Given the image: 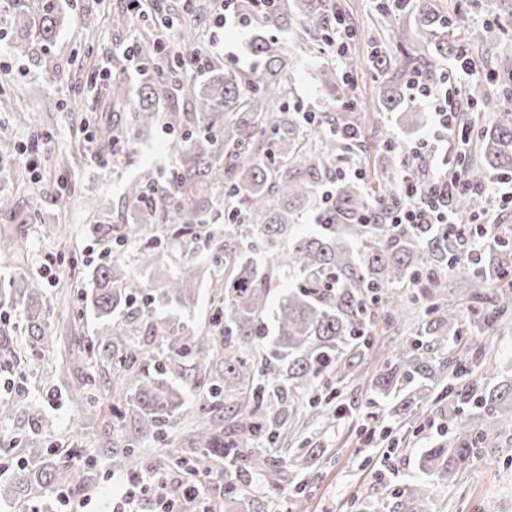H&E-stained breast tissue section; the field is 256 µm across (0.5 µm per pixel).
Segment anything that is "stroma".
<instances>
[{
	"label": "stroma",
	"instance_id": "1",
	"mask_svg": "<svg viewBox=\"0 0 512 512\" xmlns=\"http://www.w3.org/2000/svg\"><path fill=\"white\" fill-rule=\"evenodd\" d=\"M338 2L358 32V47L355 54L337 56L336 65L357 78L356 100L368 156H375L387 141L413 144L434 138L440 141V154H447L453 137L438 133L427 104H420L419 123L412 130L398 120L396 113L380 111L377 105L379 80L370 63L374 41L385 26L397 24L412 29V19L395 13L380 15L376 8L378 0ZM65 7V24L46 57V66L32 67L27 60L13 56L0 45V87L31 108L27 121L22 123L15 113L0 107V131L9 133L19 145L30 143L33 133L39 130L47 131L49 139L37 175L17 177L16 160L0 161V193L16 192L22 182L31 186L63 181L75 197L98 203L104 223H143L142 215L125 206L124 187L144 169L162 175L174 164L175 158L167 149L172 138L168 128L159 124L141 129L138 145L130 156L118 154L102 160L84 152L72 160L64 176L57 172L54 162L58 156L67 154L75 133L94 130L104 117L107 103L105 81L91 84L86 74H75L74 56H85L92 69L110 66L112 78L138 88L141 75L121 61L112 60L111 54L116 47L151 32L155 20L150 16H136L128 0H66ZM237 19V11L230 10L223 27H216L210 15L196 20L195 25L205 37H219L220 42L213 49L215 64L249 70L257 63L249 52L257 29L252 24L241 26ZM277 37L288 53L296 100L310 112L335 111V103L325 96L319 82L318 71L325 62L324 56L304 50L293 30L278 31ZM75 89L85 99L86 111H71L68 97ZM43 216V223L32 225L27 238L25 270L32 276L42 277L40 267L45 259L55 262L53 277L42 278L45 296L56 305L49 327L53 347L48 357L25 376L13 377L12 392L18 395L20 407L5 429L7 435L27 439L31 447L55 449L59 457L70 456L77 461L93 459L90 480L83 490L85 512H110L114 486L127 481L126 473L112 472L108 465L110 453L123 446L112 417V374L92 367L91 372L97 378L94 389L97 410L83 433L76 437L71 433L72 422L83 416L85 404L72 395L55 370L68 363L83 366L85 347L96 332L91 316L76 314L78 288L72 274L79 271L90 275L116 243L111 238L92 234L94 219L86 207L77 205L58 210L47 205ZM58 224L67 226L68 239L54 236L52 229ZM196 259L207 267L204 282L198 288L196 305L181 312L180 318L204 327L214 311L210 290L215 283L223 281L224 271L213 267L208 251H198ZM402 338L399 331L377 336L372 353L359 365L363 380L340 389L337 402L346 406L344 415L331 420L320 416L308 422L306 431L312 445L325 450L307 488L309 512H393L396 492L406 484L423 480L420 457L440 437L427 423L432 418L447 421L450 403L444 400L422 412L399 418L390 403L368 401L376 374ZM487 358L494 369L480 379V387L491 388L504 379L512 381V327L498 330L492 336ZM372 416L376 417L378 426L390 430L391 440L398 442L399 447L392 455L365 443L363 430ZM491 452L493 462L474 461L454 483L438 488L433 494L431 512H512V429L500 431L492 441ZM296 482L288 459L271 475L254 476L255 504L250 512H286L287 497Z\"/></svg>",
	"mask_w": 512,
	"mask_h": 512
}]
</instances>
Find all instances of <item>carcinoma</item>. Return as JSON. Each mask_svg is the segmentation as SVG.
Masks as SVG:
<instances>
[{
	"label": "carcinoma",
	"instance_id": "carcinoma-1",
	"mask_svg": "<svg viewBox=\"0 0 512 512\" xmlns=\"http://www.w3.org/2000/svg\"><path fill=\"white\" fill-rule=\"evenodd\" d=\"M237 8L242 17L266 27L286 28L296 18L307 38L304 46L326 55L335 46L338 21L345 18L336 0H239ZM402 12L413 17L412 44L404 47L406 31L392 26L383 30L382 45L371 55L384 111H418L404 91L408 75L421 70L440 83L448 72L439 61L462 56L470 59L474 80L468 109L488 104L479 94L483 79L496 83L498 97L507 102L475 146L453 143L452 164L469 189L450 194L448 180L438 179L433 200L465 224L485 208L477 190L493 175L512 173V63L490 56L491 28L464 24L456 8L445 14L435 0H412ZM63 24L62 0H0V42L36 66ZM169 44L158 37L137 44L141 56L164 57L166 65L142 81L135 98L125 83H111L110 115L96 127L101 147L120 135L133 151L136 131L162 121L175 132L170 151L176 164L163 183L144 170L124 189L125 201L148 215L155 234L147 235L142 224H98L94 233L132 249L141 267L167 261L164 242L183 252L160 288L129 275L122 253L107 256L92 287L82 291L85 307L104 324L88 342L89 358L112 369L124 397L114 416L129 448L111 453L110 469L153 466L152 452L138 443L149 435L163 440L166 431L184 422V394L192 392L199 401L187 426L188 447L170 451V461L205 475L215 460H224L230 491L213 496L209 509L237 512L253 475L275 469L279 444L300 435L289 419L296 414L293 393L313 394L308 405L327 419L334 416L333 393L346 381L361 380L359 360L373 347L380 325L405 332L376 377L380 399L399 401L404 416L428 398L457 401L451 434L420 458L423 474L446 486L473 459L491 460L487 442L512 426V384L467 394L457 380L473 375L476 365L469 356L484 357L488 334L512 320V293L492 287L493 281L512 276V236L500 229L485 266L476 262L483 237L475 227L456 235L441 224L386 223L388 211L399 203L395 187L406 170L405 156L390 143L374 160L376 186L345 178L336 181L333 193L319 197L324 179L354 152L353 144L342 140L343 124L334 119L289 110L293 85L282 44L257 35L250 49L262 63L260 71L217 69L204 83L183 63L189 56L211 62L197 28L188 24L178 31L177 50ZM320 80L341 102L348 124L356 125L354 80H336L334 60L322 67ZM121 112L131 114L130 123L116 118ZM226 114L231 115L227 124ZM41 202V197H0V217L16 224L15 235L0 236V261L14 263L18 271L10 287L0 290V308H20L27 327L23 340L0 327V374L50 351L51 306L39 281L23 270L26 224L41 217ZM309 212L319 229L291 236L293 224ZM220 218L224 241L215 243L211 225ZM202 244L212 250L213 265L224 266V282L211 294L217 320L197 327L160 310L194 307L192 283L199 267L193 255ZM282 270L294 282L272 308ZM450 291L467 304L466 315L441 311ZM467 325L481 335L471 338L464 357L435 356L458 344ZM60 374L79 375L71 379V390L86 401V414L94 413L93 380L68 366ZM414 382L419 383L415 392L409 390ZM316 452L321 449L301 442L295 466L311 472ZM41 455L30 448L17 460L4 493L30 500L38 493L78 492L85 486L89 464L46 463ZM428 483L403 487L398 507L429 512Z\"/></svg>",
	"mask_w": 512,
	"mask_h": 512
}]
</instances>
